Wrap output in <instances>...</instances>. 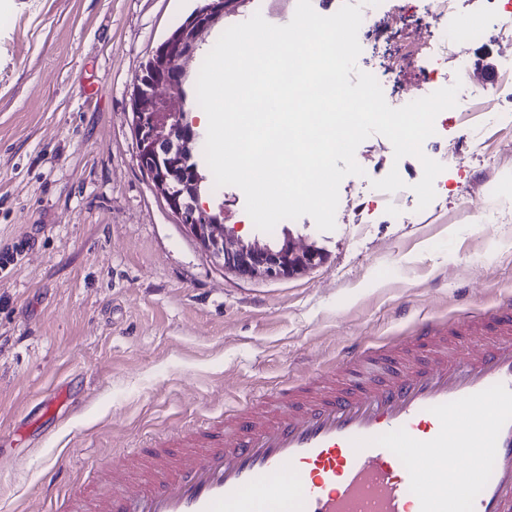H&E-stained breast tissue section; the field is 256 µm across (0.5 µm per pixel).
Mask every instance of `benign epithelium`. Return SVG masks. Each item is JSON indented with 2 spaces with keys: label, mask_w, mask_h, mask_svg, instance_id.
<instances>
[{
  "label": "benign epithelium",
  "mask_w": 512,
  "mask_h": 512,
  "mask_svg": "<svg viewBox=\"0 0 512 512\" xmlns=\"http://www.w3.org/2000/svg\"><path fill=\"white\" fill-rule=\"evenodd\" d=\"M222 17L224 0H204L142 65L130 98L136 160L199 248L221 262L224 271L245 280H284L319 264L322 251L314 244L299 245L289 233L276 243L245 240L210 211L186 203L188 197L199 199L203 179L192 152L198 133L184 121L179 88L196 43Z\"/></svg>",
  "instance_id": "obj_1"
}]
</instances>
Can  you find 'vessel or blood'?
<instances>
[{
  "instance_id": "obj_1",
  "label": "vessel or blood",
  "mask_w": 512,
  "mask_h": 512,
  "mask_svg": "<svg viewBox=\"0 0 512 512\" xmlns=\"http://www.w3.org/2000/svg\"><path fill=\"white\" fill-rule=\"evenodd\" d=\"M492 317L352 346L339 375L114 464L111 493L65 512H512V307Z\"/></svg>"
}]
</instances>
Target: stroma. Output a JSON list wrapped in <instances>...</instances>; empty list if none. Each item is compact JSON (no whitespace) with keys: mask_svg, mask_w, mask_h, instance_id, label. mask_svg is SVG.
<instances>
[{"mask_svg":"<svg viewBox=\"0 0 512 512\" xmlns=\"http://www.w3.org/2000/svg\"><path fill=\"white\" fill-rule=\"evenodd\" d=\"M202 0H0V512H63L114 459L225 410L326 376L352 345L437 315L483 316L512 300V127L440 113L435 199L388 210L375 180L395 159L375 134L343 179L336 227L276 225L322 248L317 267L243 280L200 250L135 157L130 93L156 46ZM430 0H388L383 37L356 66L425 97L432 42L414 37ZM296 0H240L232 26L291 21ZM482 77L512 59V33L468 45ZM229 232L258 230L235 186L201 195Z\"/></svg>","mask_w":512,"mask_h":512,"instance_id":"1","label":"stroma"}]
</instances>
